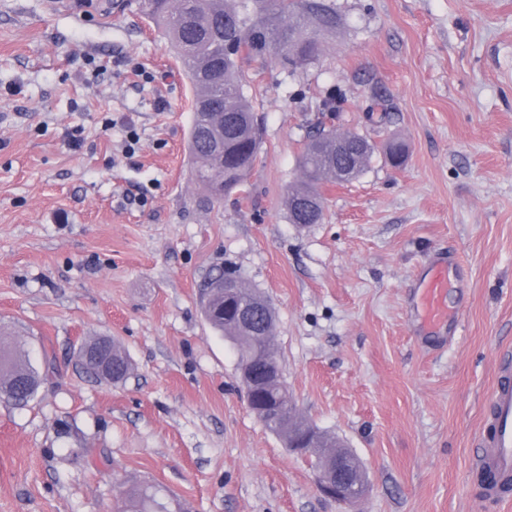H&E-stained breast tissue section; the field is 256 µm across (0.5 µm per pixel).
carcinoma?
Listing matches in <instances>:
<instances>
[{
	"instance_id": "obj_1",
	"label": "carcinoma",
	"mask_w": 512,
	"mask_h": 512,
	"mask_svg": "<svg viewBox=\"0 0 512 512\" xmlns=\"http://www.w3.org/2000/svg\"><path fill=\"white\" fill-rule=\"evenodd\" d=\"M139 10L160 30L182 61L194 91L189 152L195 183L210 200L244 190L262 150L260 123L247 102L239 64L244 58L265 59L273 54L293 75L321 53L320 37L336 32L340 18L332 0H138ZM376 145L365 135L339 132L318 119L315 133L298 158L302 179L288 188L286 206L291 224L308 226L325 218V183H350L367 169ZM390 163L406 161L399 141L385 146ZM205 314L212 327L227 336L236 349L238 365L260 355L279 360L273 342L275 311L269 300L245 282L238 299L254 307V322L244 328L224 311V289L203 284ZM0 400L23 408L32 402L43 381L25 344L0 330ZM132 364L123 348L112 342V384L128 378ZM260 399L288 404L291 429L286 437L308 427L293 396L260 390ZM120 512H168L149 484L131 487Z\"/></svg>"
}]
</instances>
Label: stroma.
Listing matches in <instances>:
<instances>
[{
    "mask_svg": "<svg viewBox=\"0 0 512 512\" xmlns=\"http://www.w3.org/2000/svg\"><path fill=\"white\" fill-rule=\"evenodd\" d=\"M112 2L0 0V328L48 371L27 407L0 403V512H113L142 482L170 512H512L477 467L512 351V0H335L343 23L304 69L243 61L262 151L247 196L212 204L183 68ZM333 90L338 131L408 158L326 186L301 229L286 194ZM433 259L453 329L422 320ZM229 266L275 308L297 409L365 470L358 501L324 498L317 456L248 409L201 303ZM96 336L129 354L122 384L79 369Z\"/></svg>",
    "mask_w": 512,
    "mask_h": 512,
    "instance_id": "stroma-1",
    "label": "stroma"
}]
</instances>
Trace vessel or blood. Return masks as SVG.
Wrapping results in <instances>:
<instances>
[{"mask_svg":"<svg viewBox=\"0 0 512 512\" xmlns=\"http://www.w3.org/2000/svg\"><path fill=\"white\" fill-rule=\"evenodd\" d=\"M422 296L431 310L428 322L437 323L450 318L451 313L442 302V283L432 277ZM491 416L481 440L489 452L479 465L489 478L488 491L496 495L512 484V369L503 368L489 396Z\"/></svg>","mask_w":512,"mask_h":512,"instance_id":"vessel-or-blood-1","label":"vessel or blood"}]
</instances>
